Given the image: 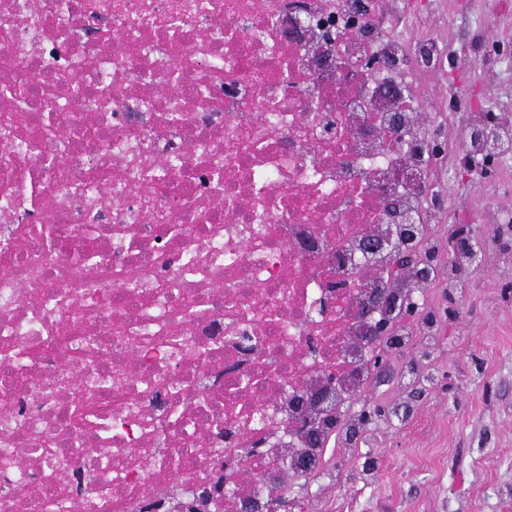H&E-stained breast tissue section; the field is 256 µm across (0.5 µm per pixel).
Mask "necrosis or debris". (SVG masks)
Returning a JSON list of instances; mask_svg holds the SVG:
<instances>
[{
	"label": "necrosis or debris",
	"mask_w": 512,
	"mask_h": 512,
	"mask_svg": "<svg viewBox=\"0 0 512 512\" xmlns=\"http://www.w3.org/2000/svg\"><path fill=\"white\" fill-rule=\"evenodd\" d=\"M358 0H0V512H185L223 473L225 512L282 456L313 454L291 393L333 369L368 394L345 265L395 189L423 232L456 196L432 165L376 149L401 101L360 66L397 57L416 83L407 141L430 138L421 49L344 41ZM301 17L299 37L277 23ZM349 72L337 85L318 59ZM292 81L297 92L284 93ZM223 168L213 178L214 165ZM339 416L333 431L352 427ZM258 436L261 447L244 442Z\"/></svg>",
	"instance_id": "1"
}]
</instances>
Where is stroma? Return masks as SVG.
<instances>
[{
    "instance_id": "35a3bbf8",
    "label": "stroma",
    "mask_w": 512,
    "mask_h": 512,
    "mask_svg": "<svg viewBox=\"0 0 512 512\" xmlns=\"http://www.w3.org/2000/svg\"><path fill=\"white\" fill-rule=\"evenodd\" d=\"M512 14V0H440L415 19L441 39L445 68L429 77L433 93L456 86L480 108L512 113V67H501L484 84L471 45L478 34L512 42L500 32L498 15ZM461 202L450 223L494 225L507 198L496 178H481L463 161L449 169ZM443 334L430 347L414 345V357L430 364L435 383L405 395L397 387L399 362L388 381L376 382L374 401L408 406V420L378 430L375 482L366 488L326 485L321 498H340L350 512H512V264L495 252L479 254L456 299L438 302Z\"/></svg>"
}]
</instances>
